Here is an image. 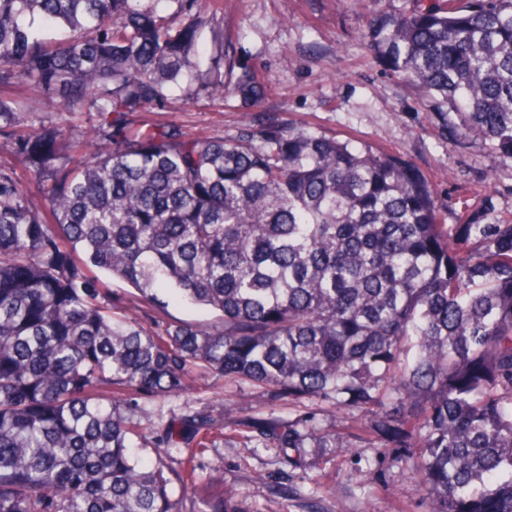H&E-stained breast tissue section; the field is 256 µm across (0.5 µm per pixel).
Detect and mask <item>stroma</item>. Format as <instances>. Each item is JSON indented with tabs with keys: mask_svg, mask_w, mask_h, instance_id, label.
<instances>
[{
	"mask_svg": "<svg viewBox=\"0 0 512 512\" xmlns=\"http://www.w3.org/2000/svg\"><path fill=\"white\" fill-rule=\"evenodd\" d=\"M224 34L235 66L252 68L268 82L264 108L227 98L182 97L162 112L192 132L236 134L261 110L318 133L383 149L409 161L432 180L445 221L457 223L465 197H474L488 220L512 222V158L484 141L453 136L445 120L426 111L417 86L401 80L368 49L371 17L410 9L412 0H222ZM213 313L172 300L146 307L142 325L160 332L177 322L209 323ZM196 413L220 418L213 447L153 448L144 459L169 463L192 458V483L171 486L186 508L233 490L226 512H427L423 491L407 472L406 448H272L260 437L244 440L246 416L280 423L302 418L306 433L342 431L351 414L322 399L276 396L240 379L196 378L179 396L138 398L129 411L152 437L172 420Z\"/></svg>",
	"mask_w": 512,
	"mask_h": 512,
	"instance_id": "35a3bbf8",
	"label": "stroma"
}]
</instances>
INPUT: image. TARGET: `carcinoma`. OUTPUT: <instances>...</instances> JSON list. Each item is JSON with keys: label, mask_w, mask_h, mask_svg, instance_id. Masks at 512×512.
Returning <instances> with one entry per match:
<instances>
[{"label": "carcinoma", "mask_w": 512, "mask_h": 512, "mask_svg": "<svg viewBox=\"0 0 512 512\" xmlns=\"http://www.w3.org/2000/svg\"><path fill=\"white\" fill-rule=\"evenodd\" d=\"M209 34L211 55L199 45ZM368 47L452 132L512 158V0H417ZM199 0H0V512H183L181 469L147 467L142 395L244 379L337 409L360 432L248 417L276 448H415L430 512H512V224L399 156L269 115L233 136L144 115L171 93L259 105ZM39 112L80 114L52 127ZM218 314L162 334L114 311L104 277ZM211 417L157 447L208 448Z\"/></svg>", "instance_id": "cac0c4a2"}]
</instances>
